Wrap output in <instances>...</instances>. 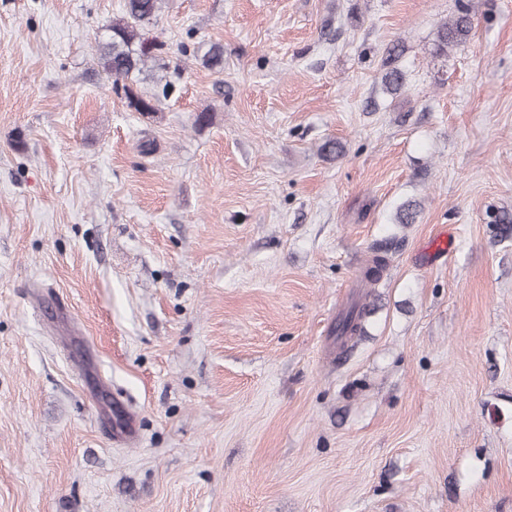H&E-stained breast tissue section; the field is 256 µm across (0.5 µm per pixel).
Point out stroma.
<instances>
[{
  "label": "stroma",
  "mask_w": 512,
  "mask_h": 512,
  "mask_svg": "<svg viewBox=\"0 0 512 512\" xmlns=\"http://www.w3.org/2000/svg\"><path fill=\"white\" fill-rule=\"evenodd\" d=\"M458 2L162 0L141 114L124 0H0V512H512V0L437 54ZM124 12L105 26V33L97 43L99 64L113 90L119 94L122 90L130 107V100L136 98L141 103V113L154 112L159 96H168L173 85L170 81L159 83L151 92L134 89V78L142 73L147 63L157 62V51L163 44L156 38L147 36L146 26L153 24L161 9L162 0H124ZM152 46L153 53L146 51ZM396 245V235H390L370 247L372 255L358 276L362 285H369L372 288L383 280L390 264L392 249L396 248ZM370 313L366 306L354 301L345 312H342L336 319V325L332 332L340 336H358L366 331V317ZM115 403L116 408H114V410L119 419L112 429V437H114L116 441L126 443L136 437L137 429L135 419L122 401L116 399ZM119 413H122V415Z\"/></svg>",
  "instance_id": "stroma-1"
}]
</instances>
